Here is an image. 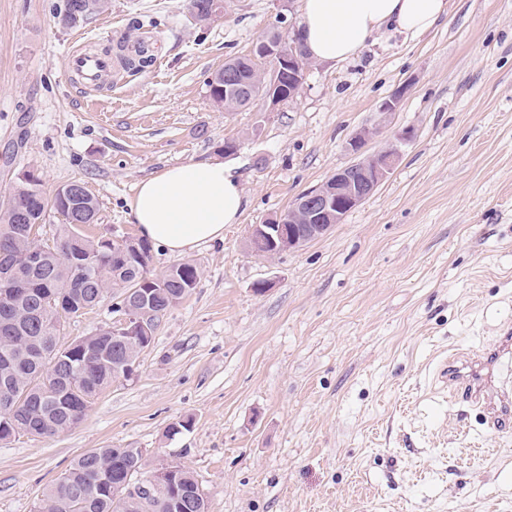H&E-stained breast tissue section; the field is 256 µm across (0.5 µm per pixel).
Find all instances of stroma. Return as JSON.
<instances>
[{
    "instance_id": "stroma-1",
    "label": "stroma",
    "mask_w": 512,
    "mask_h": 512,
    "mask_svg": "<svg viewBox=\"0 0 512 512\" xmlns=\"http://www.w3.org/2000/svg\"><path fill=\"white\" fill-rule=\"evenodd\" d=\"M64 4L0 0V197L24 170L48 196L80 181L98 201L83 233L135 239L138 182L224 158L246 207L223 240L152 250L158 275L194 262L196 288L79 426L0 443V512H33L107 446L181 463L210 512H512V431L439 378L512 329V0H450L421 35L376 33L313 63L274 112L224 111L206 81L270 27H300L302 0H228L205 25L187 0H109L66 27ZM80 47L112 53L97 90L65 70ZM367 126L369 154L414 133L376 191L298 250L253 252L250 226L352 163Z\"/></svg>"
}]
</instances>
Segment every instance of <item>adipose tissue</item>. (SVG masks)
Returning <instances> with one entry per match:
<instances>
[{
  "mask_svg": "<svg viewBox=\"0 0 512 512\" xmlns=\"http://www.w3.org/2000/svg\"><path fill=\"white\" fill-rule=\"evenodd\" d=\"M447 12L448 0H304V46L314 60L337 63L383 29L421 33ZM244 207L242 186L221 161L168 167L141 180L129 204L141 237L173 254L223 239Z\"/></svg>",
  "mask_w": 512,
  "mask_h": 512,
  "instance_id": "1",
  "label": "adipose tissue"
}]
</instances>
